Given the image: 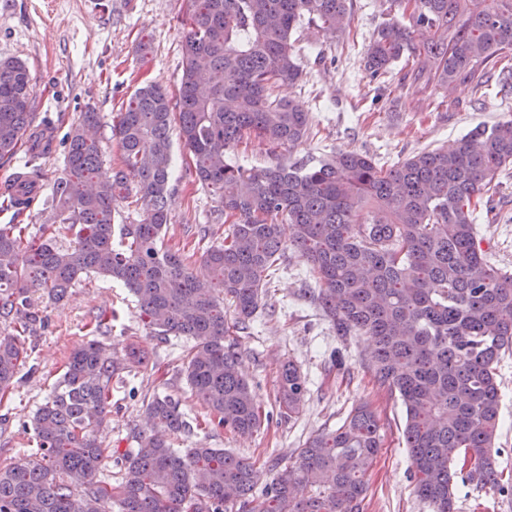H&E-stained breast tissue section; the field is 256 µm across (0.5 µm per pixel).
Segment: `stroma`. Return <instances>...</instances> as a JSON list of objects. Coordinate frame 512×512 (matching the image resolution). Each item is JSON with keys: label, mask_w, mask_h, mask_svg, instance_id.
I'll return each mask as SVG.
<instances>
[{"label": "stroma", "mask_w": 512, "mask_h": 512, "mask_svg": "<svg viewBox=\"0 0 512 512\" xmlns=\"http://www.w3.org/2000/svg\"><path fill=\"white\" fill-rule=\"evenodd\" d=\"M189 0H0V59L23 61L31 76L35 119L55 122L53 149L40 165L42 194H49L65 157L62 139L82 113L97 112L93 134L102 146L105 167L121 165V150L111 128L134 91L146 83L177 96L182 75L181 42ZM393 0H353L348 36L317 25L297 32L307 81L283 86L281 97L303 102L317 129L314 138L288 150V161H316L338 151H354L380 162H397L417 152L447 149L477 126L512 119V98L498 85L478 89L470 83L420 92L403 82L402 64L384 81L364 70V53L385 22L400 18ZM165 242L184 254L202 255L205 242L191 227L212 225L215 240L228 230L220 218L219 193L203 187L192 174V155L181 141L172 145ZM478 241L487 260L512 271V174L500 176L491 209L477 220ZM285 262L272 277L249 330L238 333V369L253 386L267 419L258 431L240 436L194 427L201 407L184 375L186 339L159 342L150 336L136 296L110 278L90 274L68 298L55 303L35 293L43 324L26 337L27 358L0 399V467L34 450L35 411L59 382L70 353L89 340L123 360L125 347L151 349L148 362L119 371L112 379V407L98 438L111 452L98 480L118 484L120 461L134 448L135 434L150 430L146 406L154 396L170 394L191 429L169 433L177 448H226L253 462L255 489L273 479L275 463L291 464L305 441L336 428L355 407L368 406L377 416L383 446L365 477V512H430L415 493L412 464L403 435L405 409L397 393L380 386L370 358V337H341L320 307L304 297L314 277L307 262L285 246ZM108 316L104 333L95 320ZM294 361L308 380V392L295 418L281 415L279 374ZM500 391L499 429L495 441L497 481L480 486L467 472L456 474V512H512V350L496 365Z\"/></svg>", "instance_id": "stroma-1"}]
</instances>
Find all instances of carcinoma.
Wrapping results in <instances>:
<instances>
[{"label":"carcinoma","instance_id":"1","mask_svg":"<svg viewBox=\"0 0 512 512\" xmlns=\"http://www.w3.org/2000/svg\"><path fill=\"white\" fill-rule=\"evenodd\" d=\"M351 0H191L184 25L178 99L146 84L132 94L112 127L122 167H104L98 124L85 112L66 135L61 175L44 200L54 223L41 236L0 224V390L10 386L26 350L24 335L42 323L31 293L55 301L94 272L122 282L137 297L144 322L160 341L195 340L184 367L192 394L217 426L238 434L261 427L252 386L237 370L233 331L246 330L269 288V271L284 262L289 239L317 275L309 292L340 336L364 334L378 383L405 407L404 436L417 495L432 512H455L456 467L471 479L496 482L493 457L499 413L494 364L512 348V273L488 263L477 242L476 213L496 176L512 168V119L476 127L452 150H424L389 166L367 154L338 151L314 164L288 163L282 152L311 132L308 110L274 95L302 81L293 35L304 21L348 32ZM408 23H387L365 52L371 78L407 54L416 85H489L512 50V0H393ZM427 37L413 44L412 31ZM222 77L198 90L200 72ZM26 65L0 59V160L12 157L33 121ZM193 156L195 174L221 193L230 233L194 265L165 243L171 131ZM260 139L270 163L230 160ZM51 140L38 135L20 169L35 184ZM135 182L143 218L112 224V200ZM75 235L57 245V225ZM232 302L234 325L224 314ZM119 370L97 340L74 350L47 401L31 419L37 448L0 468V512H362L364 476L382 439L365 408L334 430L309 438L293 465L253 493L250 463L223 448L172 447L160 433L137 437L119 485L97 484L105 449L97 430L109 413ZM299 368L282 366L279 400L288 416L303 404ZM169 431L189 427L178 402L147 404ZM78 482L88 485L75 494Z\"/></svg>","mask_w":512,"mask_h":512}]
</instances>
